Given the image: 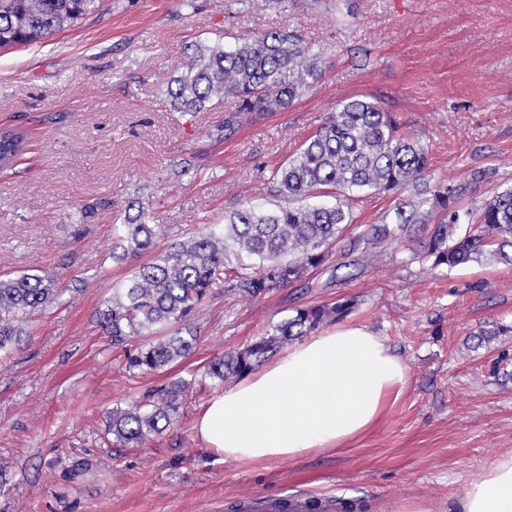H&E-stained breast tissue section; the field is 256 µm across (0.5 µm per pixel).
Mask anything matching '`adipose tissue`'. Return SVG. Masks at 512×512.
Wrapping results in <instances>:
<instances>
[{"label": "adipose tissue", "instance_id": "adipose-tissue-1", "mask_svg": "<svg viewBox=\"0 0 512 512\" xmlns=\"http://www.w3.org/2000/svg\"><path fill=\"white\" fill-rule=\"evenodd\" d=\"M407 380L405 364L380 336L339 326L289 346L212 398L196 435L228 462L297 460L364 434ZM448 512H512V454L449 498Z\"/></svg>", "mask_w": 512, "mask_h": 512}]
</instances>
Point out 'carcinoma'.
I'll return each instance as SVG.
<instances>
[{
    "instance_id": "obj_1",
    "label": "carcinoma",
    "mask_w": 512,
    "mask_h": 512,
    "mask_svg": "<svg viewBox=\"0 0 512 512\" xmlns=\"http://www.w3.org/2000/svg\"><path fill=\"white\" fill-rule=\"evenodd\" d=\"M95 0H8L0 5V46L35 43L90 12ZM187 70L167 82V99L177 112L210 110L214 101L236 99L224 115V137L235 134L244 112H275L291 106L321 76L319 56L295 31L254 32L227 46L198 41L190 45ZM23 135L0 128V169L19 158ZM429 155L419 137L399 117L374 102L351 99L336 104L320 129L272 172L270 192L287 201L274 210L252 205L231 212L224 224L177 241L159 251L112 290L99 323L112 343L155 330L173 331L136 347L127 357L131 370L155 373L196 347L197 332L188 317L211 293L223 287L256 299L305 278L323 266L354 223L353 207L366 190L395 202V221L371 224L362 234L367 248L397 244L424 213L403 198L423 178ZM460 188L435 186L432 210L440 214L419 241L417 256L449 269L474 261L512 264V187L495 191L474 208L458 205ZM331 197L332 204L309 198ZM161 228L147 221L145 207L113 225L112 257L118 261L155 247ZM57 280L47 273L0 277V352L26 334L24 323L53 302ZM353 301L296 308L246 348L212 361L206 375L222 384L252 372L280 346L297 340L349 311ZM187 384L176 382L161 393L109 416L108 433L125 447H137L161 434L178 416Z\"/></svg>"
}]
</instances>
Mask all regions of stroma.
I'll return each mask as SVG.
<instances>
[{
    "label": "stroma",
    "instance_id": "stroma-1",
    "mask_svg": "<svg viewBox=\"0 0 512 512\" xmlns=\"http://www.w3.org/2000/svg\"><path fill=\"white\" fill-rule=\"evenodd\" d=\"M278 29L300 33L321 62L290 107L244 113L229 139L233 99L171 108L164 80L192 43ZM352 98L406 121L431 157L425 183L461 187V207L512 186V0H97L47 39L0 48V127L27 135L0 172V275L58 277L55 302L0 355V512H232L257 494L326 495L332 512H448L449 496L512 453V265L432 267L414 253L432 212L377 257L332 255L254 300L213 289L189 320L196 348L159 373L129 370L98 323L113 287L151 259L112 257L132 201L166 246L241 206L273 207L272 171ZM349 297L345 323L368 327L408 369L378 422L293 461L233 463L204 447L197 417L223 391L206 366L295 308ZM495 324L503 334L481 338ZM179 380L192 386L176 424L144 446H113L108 412Z\"/></svg>",
    "mask_w": 512,
    "mask_h": 512
}]
</instances>
